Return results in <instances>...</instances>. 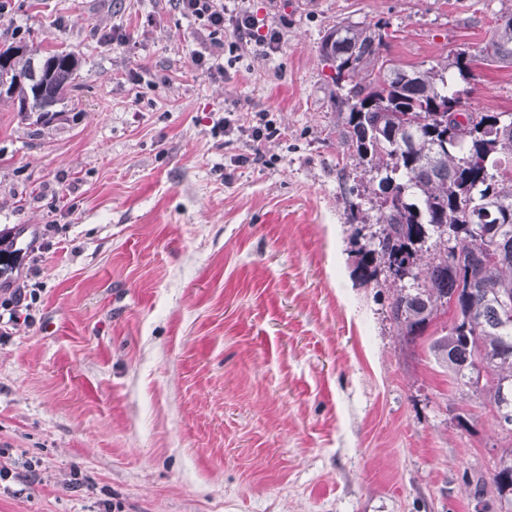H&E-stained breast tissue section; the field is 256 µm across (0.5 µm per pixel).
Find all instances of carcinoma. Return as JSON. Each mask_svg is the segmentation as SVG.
I'll list each match as a JSON object with an SVG mask.
<instances>
[{"mask_svg": "<svg viewBox=\"0 0 512 512\" xmlns=\"http://www.w3.org/2000/svg\"><path fill=\"white\" fill-rule=\"evenodd\" d=\"M386 49L379 24L345 20L318 46L346 109L340 147L377 182L374 215L349 208L348 223L376 225L357 249L356 272L395 288L388 317L411 340L452 313L431 351L462 385L488 394L499 426L512 432V113L484 112L490 132L455 138L441 111L450 100L462 105L454 84L475 79L474 65L512 66V14L497 19L487 46L444 67L401 66ZM79 67L71 52L0 49V100L47 123ZM494 471L506 481L493 495L483 473L470 478V492L482 509L503 512V500L512 501V448Z\"/></svg>", "mask_w": 512, "mask_h": 512, "instance_id": "obj_1", "label": "carcinoma"}]
</instances>
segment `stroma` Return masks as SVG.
<instances>
[{"label":"stroma","instance_id":"1","mask_svg":"<svg viewBox=\"0 0 512 512\" xmlns=\"http://www.w3.org/2000/svg\"><path fill=\"white\" fill-rule=\"evenodd\" d=\"M278 53L197 69L172 0H17L15 41L80 59L49 123L0 102V512H475L467 481L512 447L486 398L408 342L393 291L355 274L317 46L387 23L401 65L487 44L512 0H251ZM474 112H512L476 68ZM269 129L257 139L253 128Z\"/></svg>","mask_w":512,"mask_h":512}]
</instances>
